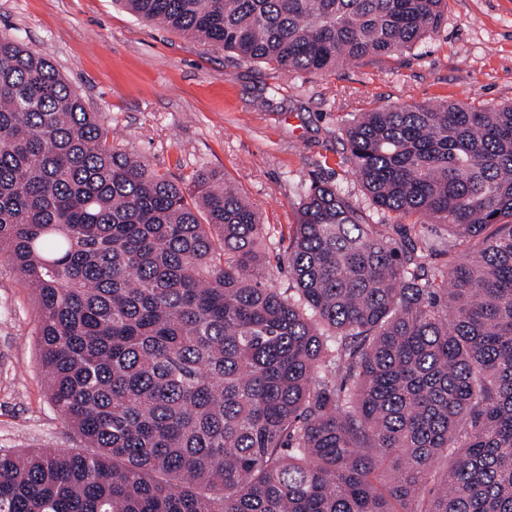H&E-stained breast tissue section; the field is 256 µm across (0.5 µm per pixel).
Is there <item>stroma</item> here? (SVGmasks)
Returning a JSON list of instances; mask_svg holds the SVG:
<instances>
[{"label": "stroma", "instance_id": "35a3bbf8", "mask_svg": "<svg viewBox=\"0 0 512 512\" xmlns=\"http://www.w3.org/2000/svg\"><path fill=\"white\" fill-rule=\"evenodd\" d=\"M0 35L47 57L117 147L175 177L223 173L261 213L272 256L296 221L300 187L315 178L383 221L345 159L354 115L403 103H512V0H448L439 29L413 49L322 75L239 61L143 23L118 0H0ZM37 328L28 288L1 262L0 449L88 451L49 401Z\"/></svg>", "mask_w": 512, "mask_h": 512}]
</instances>
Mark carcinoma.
<instances>
[{
  "label": "carcinoma",
  "mask_w": 512,
  "mask_h": 512,
  "mask_svg": "<svg viewBox=\"0 0 512 512\" xmlns=\"http://www.w3.org/2000/svg\"><path fill=\"white\" fill-rule=\"evenodd\" d=\"M247 63L401 53L448 0H119ZM372 205L303 188L264 284L257 210L172 177L50 60L0 37V261L33 289L50 399L95 449L0 453V512H512V104H405L345 128Z\"/></svg>",
  "instance_id": "carcinoma-1"
}]
</instances>
